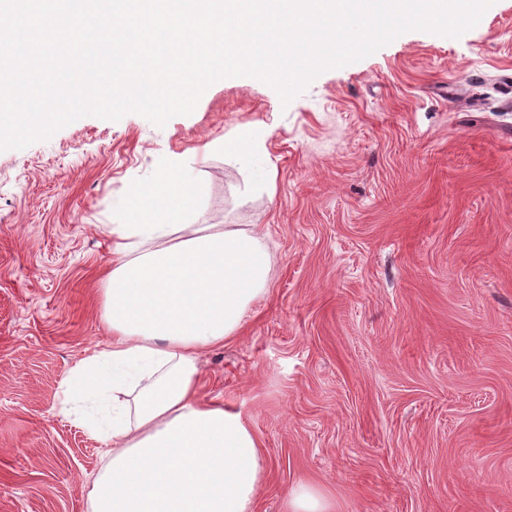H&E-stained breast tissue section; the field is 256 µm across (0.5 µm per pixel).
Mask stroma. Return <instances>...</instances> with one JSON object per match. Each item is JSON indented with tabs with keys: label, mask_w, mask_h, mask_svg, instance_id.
<instances>
[{
	"label": "stroma",
	"mask_w": 512,
	"mask_h": 512,
	"mask_svg": "<svg viewBox=\"0 0 512 512\" xmlns=\"http://www.w3.org/2000/svg\"><path fill=\"white\" fill-rule=\"evenodd\" d=\"M512 0L447 39L408 31L289 104L213 83L157 127L82 117L0 152V512H90L106 446L64 393L104 341L113 202L155 159L198 164L203 224H256L269 292L199 351L201 398L265 446L255 512L312 485L333 512H512ZM266 128L273 194L226 161Z\"/></svg>",
	"instance_id": "obj_1"
}]
</instances>
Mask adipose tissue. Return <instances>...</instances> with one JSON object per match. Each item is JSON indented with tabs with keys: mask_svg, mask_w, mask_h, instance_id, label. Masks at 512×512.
I'll return each mask as SVG.
<instances>
[{
	"mask_svg": "<svg viewBox=\"0 0 512 512\" xmlns=\"http://www.w3.org/2000/svg\"><path fill=\"white\" fill-rule=\"evenodd\" d=\"M262 127L225 136L224 156L271 192ZM157 177L115 201L102 317L111 333L66 380L85 399L86 432L108 447L91 512H252L263 444L241 412L198 398V352L238 335L269 288L255 224H201L198 170L161 156Z\"/></svg>",
	"mask_w": 512,
	"mask_h": 512,
	"instance_id": "1",
	"label": "adipose tissue"
}]
</instances>
